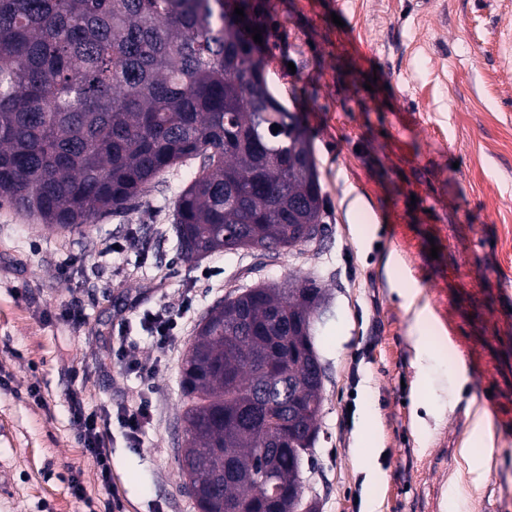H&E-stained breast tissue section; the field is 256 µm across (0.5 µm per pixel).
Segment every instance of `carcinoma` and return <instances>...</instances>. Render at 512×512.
Returning <instances> with one entry per match:
<instances>
[{
	"instance_id": "obj_1",
	"label": "carcinoma",
	"mask_w": 512,
	"mask_h": 512,
	"mask_svg": "<svg viewBox=\"0 0 512 512\" xmlns=\"http://www.w3.org/2000/svg\"><path fill=\"white\" fill-rule=\"evenodd\" d=\"M200 160L179 194L183 260L263 258L324 233L306 129L258 73L224 0H0V205L80 232ZM324 291L240 289L202 317L182 361L187 490L209 512H316L302 464L318 437ZM280 499L263 504L269 484Z\"/></svg>"
}]
</instances>
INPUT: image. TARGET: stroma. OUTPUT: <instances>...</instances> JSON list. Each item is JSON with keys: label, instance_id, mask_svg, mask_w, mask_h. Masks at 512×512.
<instances>
[{"label": "stroma", "instance_id": "1", "mask_svg": "<svg viewBox=\"0 0 512 512\" xmlns=\"http://www.w3.org/2000/svg\"><path fill=\"white\" fill-rule=\"evenodd\" d=\"M253 2L267 83L310 138L327 235L274 259L239 250L183 261L172 219L188 165L79 233L0 207V512H103L107 494L70 429L74 392L91 410L141 392L152 401L138 447L111 426L124 512H198L177 459L184 353L229 293L291 276L326 295L305 501L317 512H448L454 486L460 512H512V0H334L328 11L319 0ZM391 120L399 136H385ZM109 243L117 250L100 262ZM406 282L440 329L422 362ZM163 307L181 319L161 346L143 317ZM488 398L496 452L478 483L461 448ZM368 419L375 436L364 442ZM75 475L85 498L71 493Z\"/></svg>", "mask_w": 512, "mask_h": 512}]
</instances>
